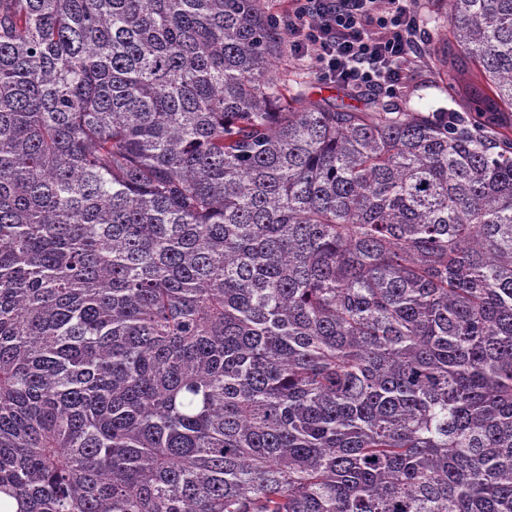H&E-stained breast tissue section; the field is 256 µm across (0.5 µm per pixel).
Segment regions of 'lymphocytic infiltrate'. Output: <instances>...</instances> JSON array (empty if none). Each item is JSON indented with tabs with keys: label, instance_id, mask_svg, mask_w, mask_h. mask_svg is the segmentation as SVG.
<instances>
[{
	"label": "lymphocytic infiltrate",
	"instance_id": "f902f5d3",
	"mask_svg": "<svg viewBox=\"0 0 512 512\" xmlns=\"http://www.w3.org/2000/svg\"><path fill=\"white\" fill-rule=\"evenodd\" d=\"M283 23L294 53L345 87L397 90L422 56L410 0H292Z\"/></svg>",
	"mask_w": 512,
	"mask_h": 512
}]
</instances>
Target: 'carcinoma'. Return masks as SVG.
<instances>
[{
    "label": "carcinoma",
    "mask_w": 512,
    "mask_h": 512,
    "mask_svg": "<svg viewBox=\"0 0 512 512\" xmlns=\"http://www.w3.org/2000/svg\"><path fill=\"white\" fill-rule=\"evenodd\" d=\"M472 120L306 100L263 0H0V512H512V0Z\"/></svg>",
    "instance_id": "cac0c4a2"
}]
</instances>
